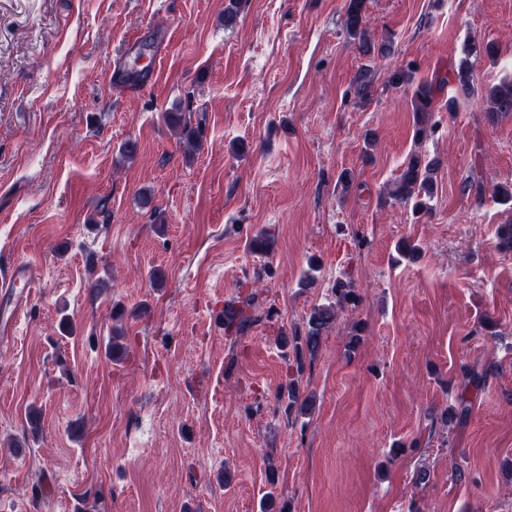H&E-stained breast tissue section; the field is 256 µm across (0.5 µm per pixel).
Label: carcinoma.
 <instances>
[{
	"label": "carcinoma",
	"mask_w": 512,
	"mask_h": 512,
	"mask_svg": "<svg viewBox=\"0 0 512 512\" xmlns=\"http://www.w3.org/2000/svg\"><path fill=\"white\" fill-rule=\"evenodd\" d=\"M344 24L349 36L358 40L359 48L363 53L369 54L377 49V54L386 58L392 53V41L384 40L375 46L369 42L368 20L365 14V0H345ZM496 53V47L491 43L482 45L471 44L464 49V57L460 60L455 71L454 81L465 94L474 93V61ZM413 69L407 65L387 71L386 82L391 87H401L412 83ZM448 83V77L441 76L430 82H421L413 90L411 107L414 112L413 138L415 144L420 146L430 139L435 131L434 102L436 92ZM487 111L492 114L508 115L512 113V80H503L490 87L484 95ZM166 119L169 125L181 130L187 143L195 145L200 135V127L192 126V119L181 112H168ZM441 165L440 159L428 157L420 149L413 150L393 183L389 196L412 205V212L416 218H421L430 209V201L434 195V173ZM334 300L318 304L311 308L307 314L303 331H297L284 341L293 352L291 368L293 377L281 387L280 399H288L285 411L288 414L304 415L309 410L307 401L300 399L298 379L305 371L306 359H314L317 355L321 340L325 333L332 328L338 319L339 313L357 301V294L348 283L338 279L332 288ZM260 305L258 294L250 293L243 299L224 308L225 329L240 334L258 321L256 311ZM491 375V370L477 369L475 367L465 373V385L457 397L456 406L447 409L440 421L444 426L460 424L466 420L470 411L469 389L475 390L485 386Z\"/></svg>",
	"instance_id": "carcinoma-1"
}]
</instances>
